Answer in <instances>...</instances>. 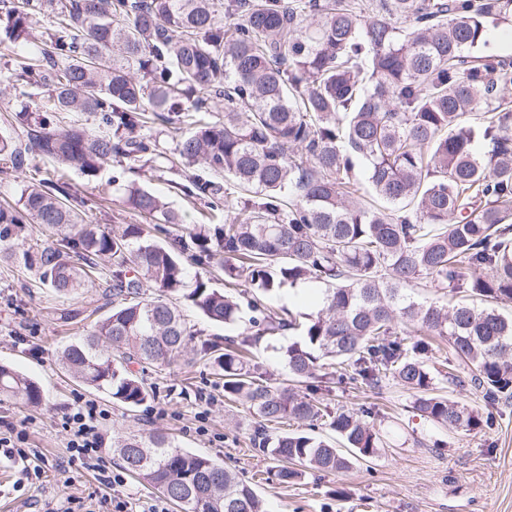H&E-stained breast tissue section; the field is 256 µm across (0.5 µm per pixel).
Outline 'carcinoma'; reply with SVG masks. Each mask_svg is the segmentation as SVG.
<instances>
[{
	"label": "carcinoma",
	"instance_id": "carcinoma-1",
	"mask_svg": "<svg viewBox=\"0 0 512 512\" xmlns=\"http://www.w3.org/2000/svg\"><path fill=\"white\" fill-rule=\"evenodd\" d=\"M512 0H6L0 28L28 43L49 18L15 81L51 92L48 112H92L96 128L59 127L50 117L26 140L0 136V164L23 167L39 154L88 176L112 159L147 157L156 169L202 166L178 190L223 201L233 182L237 212L174 238L144 224L106 232L70 203L63 178L30 185L0 208V242L31 221L58 238L37 253L40 281L70 294L112 265L106 315L61 352L89 389L128 409L152 387L131 369L162 372L188 352L210 360L224 398L257 417L251 444L282 462L290 483L301 469L341 473L374 457L383 442L372 403L331 413L309 393L263 378L252 349L288 330L282 356L296 382L336 366L338 383L371 392L396 381L437 426L481 431L512 403V57L478 56L485 20H506ZM161 121L188 133L176 153L154 152L141 134ZM365 163L373 199L358 196L352 172ZM128 205L150 224L181 223L166 199L136 184ZM217 264L224 289L187 263ZM463 293L473 303L440 306L411 284ZM325 285L320 308L294 316L266 300L285 285ZM255 332L193 346L179 296L215 325L240 321L239 284ZM448 341V384L472 388L481 413L438 392L427 363L431 337ZM110 354H101V347ZM0 394L37 405L38 384L0 365ZM291 420L323 424L335 438L273 434ZM112 447L127 469L178 512H264L252 483L162 432L128 434Z\"/></svg>",
	"mask_w": 512,
	"mask_h": 512
}]
</instances>
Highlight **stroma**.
Here are the masks:
<instances>
[{
	"label": "stroma",
	"instance_id": "1",
	"mask_svg": "<svg viewBox=\"0 0 512 512\" xmlns=\"http://www.w3.org/2000/svg\"><path fill=\"white\" fill-rule=\"evenodd\" d=\"M32 48L12 42L0 31V133L22 137L24 127L8 121L20 111L25 89L14 73ZM50 159L30 156L23 170L0 172V205L17 202L23 188L51 177ZM74 205L88 222L112 230L119 224L139 223L116 183L147 186L163 196L181 216L185 227L198 223L200 201L174 192L171 181L186 182L185 173L162 172L137 161L125 168L105 162L98 174L86 176L78 165L66 171ZM16 255L0 256V364L14 367L41 388L42 401L32 406L21 399L0 396V419L25 427L27 445L40 449L47 477L43 483H22L20 463L0 460V512H43L45 502L62 504L69 490L57 467L68 460V433L61 417L77 398L96 401L107 409L105 441L130 433H168L193 453L213 459L252 481L266 512H512V406L496 413L489 428L475 433L449 432L436 427L414 409V397L390 384L380 393L338 388L322 381L321 397L329 410H355L376 404L374 429L385 443L378 456L340 474L306 471L290 485L275 477L277 460L256 452L249 442L253 415L239 403L224 399L212 368L205 362L179 359L163 373L147 370L152 397L129 411L106 394L91 391L62 369L61 350L92 331L103 315L102 287L111 278L101 264L93 283L76 293L61 295L41 284L35 262L23 253H36L53 243L37 224L14 228L9 239ZM291 333L264 340L255 360L271 383L289 386L281 355L292 344ZM205 423H198L200 412Z\"/></svg>",
	"mask_w": 512,
	"mask_h": 512
}]
</instances>
